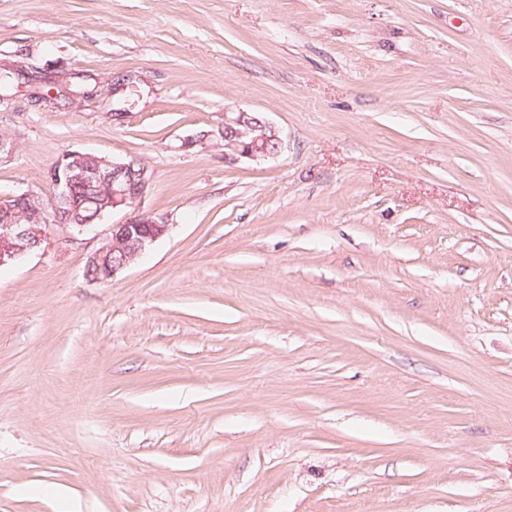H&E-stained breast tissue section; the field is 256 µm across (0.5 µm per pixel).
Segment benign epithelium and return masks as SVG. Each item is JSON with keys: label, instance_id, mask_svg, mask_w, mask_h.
I'll return each mask as SVG.
<instances>
[{"label": "benign epithelium", "instance_id": "7a95c632", "mask_svg": "<svg viewBox=\"0 0 512 512\" xmlns=\"http://www.w3.org/2000/svg\"><path fill=\"white\" fill-rule=\"evenodd\" d=\"M224 140L229 142L224 158L232 161L265 160L278 155L282 139L276 128L263 117L251 112L224 109ZM128 165L123 160L94 156L84 150L66 151L53 167L50 178L57 188L52 202L42 204V221L55 220L73 205L72 185L82 182L97 185L104 190L105 200L97 203V217L103 212L132 208L142 202L152 181V173L144 165L130 179L126 178ZM35 195L31 190L0 193V267L8 266L42 245L45 233L37 228L39 222L29 219L16 201ZM170 225L161 218L144 216L122 224H108L106 228L90 221L73 225L78 236H92L99 246L90 253L86 268L103 273L96 283L114 281L137 262L160 239Z\"/></svg>", "mask_w": 512, "mask_h": 512}]
</instances>
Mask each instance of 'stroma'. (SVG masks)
I'll return each mask as SVG.
<instances>
[{
	"mask_svg": "<svg viewBox=\"0 0 512 512\" xmlns=\"http://www.w3.org/2000/svg\"><path fill=\"white\" fill-rule=\"evenodd\" d=\"M1 64L66 80L0 100V189L133 158L109 223L172 229L0 268V512H512V0H0ZM224 141L228 145L225 159L240 161L265 160L277 156L282 139L276 128L263 117L251 112L224 110Z\"/></svg>",
	"mask_w": 512,
	"mask_h": 512,
	"instance_id": "1",
	"label": "stroma"
}]
</instances>
